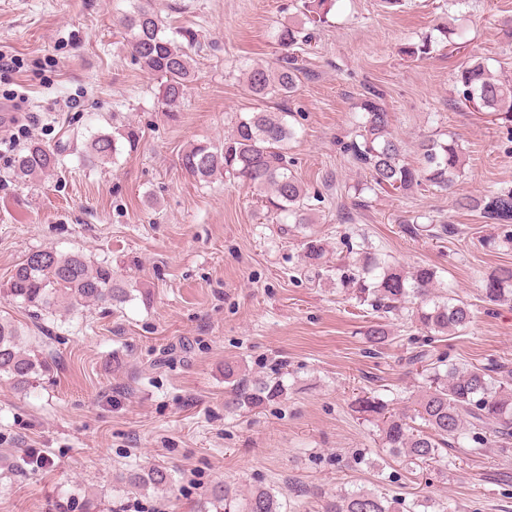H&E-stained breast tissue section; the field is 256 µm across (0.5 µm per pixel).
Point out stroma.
<instances>
[{
	"instance_id": "obj_1",
	"label": "stroma",
	"mask_w": 512,
	"mask_h": 512,
	"mask_svg": "<svg viewBox=\"0 0 512 512\" xmlns=\"http://www.w3.org/2000/svg\"><path fill=\"white\" fill-rule=\"evenodd\" d=\"M135 0H0V53L16 69L0 71V104L26 103L10 128L26 126L20 147H63L51 175L21 182L0 155V284L32 250L52 248L111 262L145 287L150 304L79 307L34 321L0 294L47 363L35 388L19 393L0 381V458L36 450L47 466L0 475V512H58L76 487L97 512H197L216 482L246 491L263 486L283 512H320L324 496L368 487L417 502L416 512H512V451L453 449V463L415 467L389 456L375 428L351 408L375 389L406 407L418 385L408 366L417 330L408 314L388 316L392 340L371 355L364 330L373 314L339 292L336 273L306 267L303 230L280 223L249 189L225 178L204 183L182 170L190 144L222 142L257 103L245 73L280 54L272 34L299 22L310 32L294 53L303 75L292 97L271 99L291 111L293 171L308 190L312 232L335 263L342 237L411 268L436 267L471 305L460 336L441 342L454 362L512 363V306L482 300L483 280L512 267V250L482 245L492 224L459 210L456 195L512 188V131L462 103L457 70L486 59L512 81V45L502 28L512 0H337L326 22L309 23L301 0H153L171 26L197 34L196 77L165 111L158 79L135 65L118 22ZM462 24L463 44L445 38ZM431 37L430 58L413 60L405 44ZM380 87L392 129L409 160L428 137L451 136L463 152L454 192L424 187L366 195L354 203L364 171L339 142L351 132L369 86ZM132 123L134 152L91 165L83 139ZM450 220L454 237L408 234L402 220ZM258 374L281 373L288 397L248 414L224 409V361ZM168 467L170 493H134L119 474Z\"/></svg>"
}]
</instances>
